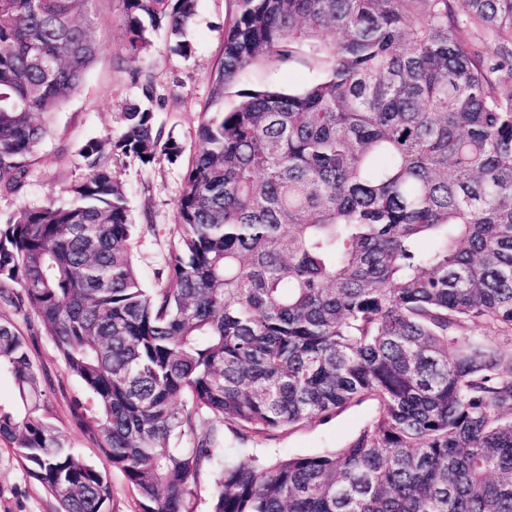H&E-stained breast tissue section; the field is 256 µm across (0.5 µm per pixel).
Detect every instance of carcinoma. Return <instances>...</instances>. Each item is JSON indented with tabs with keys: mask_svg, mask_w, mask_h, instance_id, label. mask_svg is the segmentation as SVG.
<instances>
[{
	"mask_svg": "<svg viewBox=\"0 0 512 512\" xmlns=\"http://www.w3.org/2000/svg\"><path fill=\"white\" fill-rule=\"evenodd\" d=\"M121 2L130 59L152 46L145 17L192 52L197 0ZM231 2L215 95L258 62L320 76L203 113L166 284L134 266L107 154L183 148L130 103L67 198L0 224V303L32 312L90 392L142 512H195L211 473L209 512H512V0ZM92 4L0 0V193L24 187L99 53ZM0 371L21 402L0 406V442L58 512H111L1 312ZM368 400L337 451L245 447Z\"/></svg>",
	"mask_w": 512,
	"mask_h": 512,
	"instance_id": "carcinoma-1",
	"label": "carcinoma"
}]
</instances>
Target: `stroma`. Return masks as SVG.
I'll return each instance as SVG.
<instances>
[{
  "mask_svg": "<svg viewBox=\"0 0 512 512\" xmlns=\"http://www.w3.org/2000/svg\"><path fill=\"white\" fill-rule=\"evenodd\" d=\"M229 0H197L188 31L189 55L174 52L164 30L152 34L153 46L144 59L130 60L124 50L125 27L120 0H94L92 34L98 56L80 89L56 111L47 137L30 159L25 188L0 195V224L28 206L64 196L86 174L79 151L88 141L106 137L119 125L122 107L141 96V85L151 81L156 123L181 143L183 154L172 162L157 155L150 166L123 156L112 158L113 175L128 193L130 220L142 225L131 241V253L141 279L155 285L169 250L177 240L178 201L189 160L195 152L196 130L205 108L220 111L238 98L227 93L211 101V78L224 46V20ZM317 78L316 71L298 62L258 63L244 71L239 86L276 85L298 90ZM23 333L38 367L45 392L47 415L86 461L106 472L112 485V512H141L137 494L123 473L113 469L102 451V435L91 427L92 399L72 376L56 346L36 317L12 307L0 310ZM376 407L366 401L350 406L330 419L283 428L257 444L262 456L312 455L340 448L373 417ZM56 503L27 472L14 449L0 443V512H55Z\"/></svg>",
  "mask_w": 512,
  "mask_h": 512,
  "instance_id": "1",
  "label": "stroma"
}]
</instances>
